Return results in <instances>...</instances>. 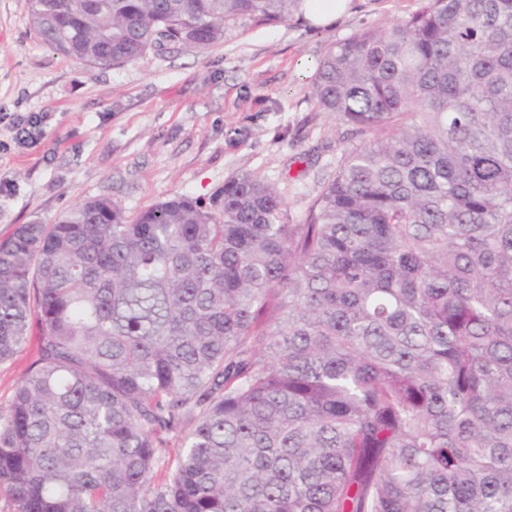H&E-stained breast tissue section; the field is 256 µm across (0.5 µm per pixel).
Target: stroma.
I'll return each instance as SVG.
<instances>
[{"mask_svg":"<svg viewBox=\"0 0 512 512\" xmlns=\"http://www.w3.org/2000/svg\"><path fill=\"white\" fill-rule=\"evenodd\" d=\"M420 4L350 0L325 26L299 13L276 25L242 19L223 42L102 67L45 44L28 0H0V240L93 197L131 216L179 195L208 204L244 172L278 190L285 222L303 223L344 151L363 139L314 105L318 61L333 43ZM16 115L37 119V139L16 142Z\"/></svg>","mask_w":512,"mask_h":512,"instance_id":"1","label":"stroma"}]
</instances>
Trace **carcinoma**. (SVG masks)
Returning <instances> with one entry per match:
<instances>
[{"mask_svg": "<svg viewBox=\"0 0 512 512\" xmlns=\"http://www.w3.org/2000/svg\"><path fill=\"white\" fill-rule=\"evenodd\" d=\"M302 0H29L58 52L206 47ZM310 95L368 135L304 223L108 197L0 242L10 512H512V0H422ZM37 350L36 331L30 336L26 349L12 362L0 366V407H6L16 385L20 382Z\"/></svg>", "mask_w": 512, "mask_h": 512, "instance_id": "1", "label": "carcinoma"}]
</instances>
